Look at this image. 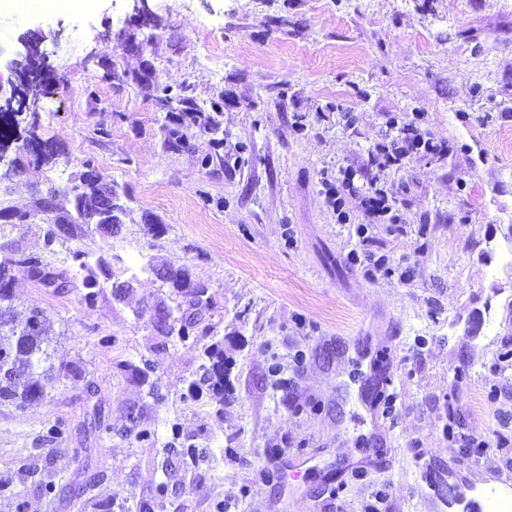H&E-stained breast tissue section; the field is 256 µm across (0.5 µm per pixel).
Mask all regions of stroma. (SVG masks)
<instances>
[{
  "instance_id": "35a3bbf8",
  "label": "stroma",
  "mask_w": 512,
  "mask_h": 512,
  "mask_svg": "<svg viewBox=\"0 0 512 512\" xmlns=\"http://www.w3.org/2000/svg\"><path fill=\"white\" fill-rule=\"evenodd\" d=\"M94 3L0 15V50L49 32L55 79L15 116L0 164V208L27 215L0 225V262L21 252L68 279L13 280L16 317L41 309L64 359L44 398L0 406V473L46 463L58 493L17 481L0 512L20 499L27 512L132 507L162 483L154 512H490L485 490L512 487V374L497 368L512 350V269L491 274L489 248L512 238V0H149L150 24L129 0ZM166 91L219 102L223 148L202 121L189 148H165ZM392 119L449 147L378 174L409 226L378 247L405 259L403 279L349 259L364 218L350 199L339 223L323 189L365 164ZM35 140L52 160L37 163ZM90 168L128 207L120 234L46 245L37 201ZM77 249L110 266L91 305ZM146 261L184 267L213 295L195 341L159 335L143 313L174 303ZM128 279L117 300L113 282ZM215 343L230 380L220 402L192 388ZM379 348L393 399L375 420L358 390ZM143 360L153 397L123 368ZM132 408L153 442L127 432ZM176 437L200 447L192 467L166 456ZM477 437L486 447L461 456ZM299 458L303 477L289 468Z\"/></svg>"
}]
</instances>
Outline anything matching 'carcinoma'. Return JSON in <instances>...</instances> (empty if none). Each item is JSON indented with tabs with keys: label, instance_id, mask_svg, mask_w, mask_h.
Listing matches in <instances>:
<instances>
[{
	"label": "carcinoma",
	"instance_id": "1",
	"mask_svg": "<svg viewBox=\"0 0 512 512\" xmlns=\"http://www.w3.org/2000/svg\"><path fill=\"white\" fill-rule=\"evenodd\" d=\"M180 119L175 126L164 127V144L168 148L182 147L187 143V130L196 121L199 108L190 98L180 100ZM103 177L90 171L84 179L86 190L60 192L52 190L40 202L41 211L57 213L55 222L47 232V245L51 246L61 237L75 235L78 224L71 221V215L66 204H73L77 213L82 216V224H92L101 227L122 223L121 216L126 212L124 205L117 204V210L107 209L103 212L82 208L85 197H91L100 190ZM25 271L30 276L45 281L53 277V273L45 270L41 264L24 255L12 259L9 264L0 265V303L11 299L14 270ZM162 282L173 288L176 296L181 298L176 304L179 315L171 317L168 322L156 323L157 329L166 335H177L182 341H187L194 335L198 321L203 313L212 309L213 299L208 288L189 279L183 267H166ZM82 299L92 304L98 297L103 285L94 273L86 275L81 282ZM51 326L41 310L34 308L22 323L14 321L9 311L0 308V357L6 356L12 367L6 374L0 375V405H9L17 409L46 394L53 386L54 360L56 350L51 347L49 339ZM207 369L211 372L213 392L224 400V381L226 368L224 353L213 352Z\"/></svg>",
	"mask_w": 512,
	"mask_h": 512
}]
</instances>
